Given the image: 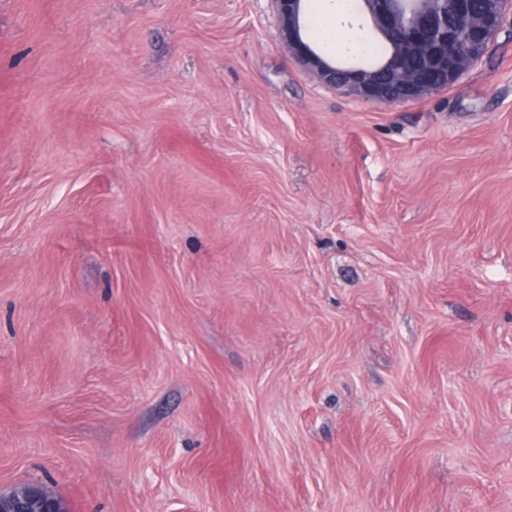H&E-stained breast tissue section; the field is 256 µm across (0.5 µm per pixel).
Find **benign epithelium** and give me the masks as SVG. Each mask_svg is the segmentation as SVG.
Listing matches in <instances>:
<instances>
[{"label": "benign epithelium", "mask_w": 512, "mask_h": 512, "mask_svg": "<svg viewBox=\"0 0 512 512\" xmlns=\"http://www.w3.org/2000/svg\"><path fill=\"white\" fill-rule=\"evenodd\" d=\"M280 30L294 58L319 82L365 101L396 103L423 98L449 88L481 60L512 15V0H484L476 14L470 0H454L455 21L441 0H363L372 28L384 38L399 30L407 37L392 43L393 62L378 67L342 65L325 59L308 40L305 0H274ZM0 512H67L60 498L40 483L0 494Z\"/></svg>", "instance_id": "obj_1"}]
</instances>
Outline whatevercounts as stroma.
Instances as JSON below:
<instances>
[{
	"label": "stroma",
	"mask_w": 512,
	"mask_h": 512,
	"mask_svg": "<svg viewBox=\"0 0 512 512\" xmlns=\"http://www.w3.org/2000/svg\"><path fill=\"white\" fill-rule=\"evenodd\" d=\"M512 512V17L368 102L272 0H0V493Z\"/></svg>",
	"instance_id": "35a3bbf8"
}]
</instances>
